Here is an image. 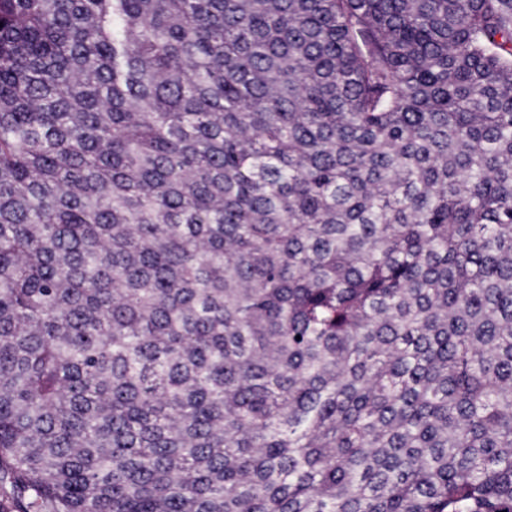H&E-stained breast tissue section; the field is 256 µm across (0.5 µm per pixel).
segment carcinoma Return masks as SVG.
Returning a JSON list of instances; mask_svg holds the SVG:
<instances>
[{"instance_id":"1","label":"carcinoma","mask_w":512,"mask_h":512,"mask_svg":"<svg viewBox=\"0 0 512 512\" xmlns=\"http://www.w3.org/2000/svg\"><path fill=\"white\" fill-rule=\"evenodd\" d=\"M0 512H512V0H0Z\"/></svg>"}]
</instances>
